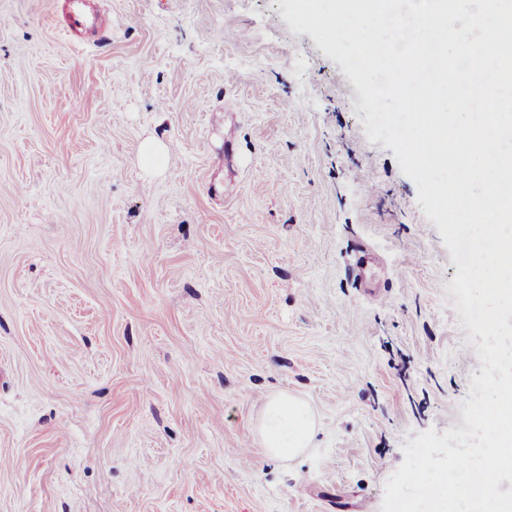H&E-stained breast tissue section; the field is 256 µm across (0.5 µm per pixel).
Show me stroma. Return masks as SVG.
Wrapping results in <instances>:
<instances>
[{"label": "stroma", "instance_id": "obj_1", "mask_svg": "<svg viewBox=\"0 0 512 512\" xmlns=\"http://www.w3.org/2000/svg\"><path fill=\"white\" fill-rule=\"evenodd\" d=\"M62 2L0 0V512H382L483 364L360 92L279 0ZM316 428L310 404L296 395L278 394L266 399L259 435L269 457L293 459L309 448Z\"/></svg>", "mask_w": 512, "mask_h": 512}]
</instances>
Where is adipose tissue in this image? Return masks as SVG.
I'll return each mask as SVG.
<instances>
[{
  "mask_svg": "<svg viewBox=\"0 0 512 512\" xmlns=\"http://www.w3.org/2000/svg\"><path fill=\"white\" fill-rule=\"evenodd\" d=\"M316 428L310 404L296 395L267 397L259 425V435L269 457L293 459L309 448Z\"/></svg>",
  "mask_w": 512,
  "mask_h": 512,
  "instance_id": "adipose-tissue-1",
  "label": "adipose tissue"
}]
</instances>
